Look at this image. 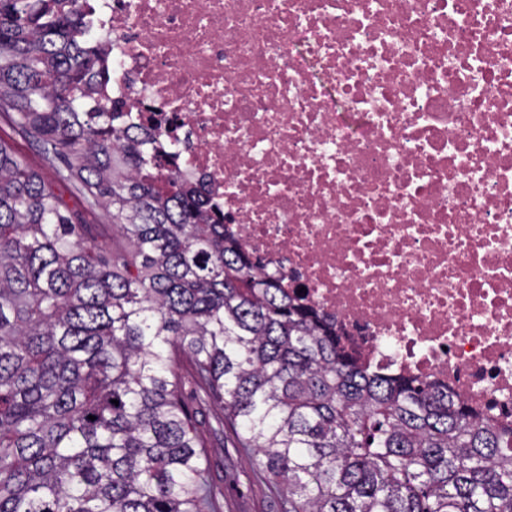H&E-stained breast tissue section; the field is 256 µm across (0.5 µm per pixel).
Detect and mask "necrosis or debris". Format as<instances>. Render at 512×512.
Returning <instances> with one entry per match:
<instances>
[{"mask_svg": "<svg viewBox=\"0 0 512 512\" xmlns=\"http://www.w3.org/2000/svg\"><path fill=\"white\" fill-rule=\"evenodd\" d=\"M112 97L376 369L512 425V0H91Z\"/></svg>", "mask_w": 512, "mask_h": 512, "instance_id": "4bbe7bcc", "label": "necrosis or debris"}]
</instances>
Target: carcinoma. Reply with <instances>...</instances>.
Segmentation results:
<instances>
[{
	"label": "carcinoma",
	"mask_w": 512,
	"mask_h": 512,
	"mask_svg": "<svg viewBox=\"0 0 512 512\" xmlns=\"http://www.w3.org/2000/svg\"><path fill=\"white\" fill-rule=\"evenodd\" d=\"M75 2L0 0V115L112 226L0 139V512H220L185 377L280 512H512V427L362 366L162 175L154 130L101 100L112 69Z\"/></svg>",
	"instance_id": "carcinoma-1"
}]
</instances>
